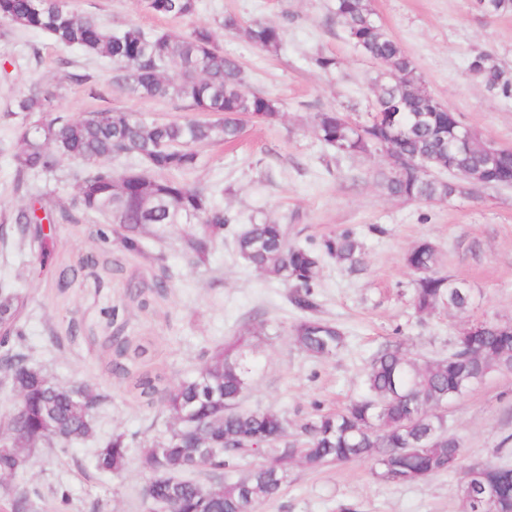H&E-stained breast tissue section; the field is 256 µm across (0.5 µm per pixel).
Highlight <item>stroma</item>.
Returning a JSON list of instances; mask_svg holds the SVG:
<instances>
[{
	"instance_id": "1",
	"label": "stroma",
	"mask_w": 512,
	"mask_h": 512,
	"mask_svg": "<svg viewBox=\"0 0 512 512\" xmlns=\"http://www.w3.org/2000/svg\"><path fill=\"white\" fill-rule=\"evenodd\" d=\"M332 0H198L193 16L178 20L148 12L141 0H70L72 8L98 18L109 29L135 24L148 31L182 33L197 26L216 30L225 55L242 66L247 90L280 103L273 125L250 121L232 144L199 146L200 186H223L219 200L238 225L267 219L285 225L290 243L307 245L344 228L363 245L353 270L324 260L317 290L321 315L347 337L335 357L315 359L291 335L301 314L288 288L247 266L232 237L218 242L206 266H194L182 243L192 228L180 224L162 237L143 239V254H129L97 236L102 220L45 226L41 244L0 248V287L25 296L21 317L30 364L63 386L79 383L102 393L91 437L67 450L42 445L15 480L32 494L35 512H145L142 449L176 422L161 403L136 396L132 382L144 371L164 375L168 386L194 376L225 345L246 340L252 367L241 400L247 410L270 409L288 421L289 437L314 409H339L363 392V368L389 342L411 357L446 354L467 321H512V187H481L447 202L410 201L386 194L377 182L388 161L380 151L348 156L320 142L315 113L339 111L361 121L385 82L384 69L364 57L330 19ZM377 19L416 67L424 88L483 140L512 146V100L490 92L468 76L467 63L483 49L512 71V14L484 15L476 0H373ZM241 21L265 19L283 31L278 52L267 53L244 35L220 33L224 15ZM38 62L25 64L29 48ZM336 60L321 70L316 57ZM91 74L89 83L73 81ZM106 62L64 48L45 35L0 22V225L32 198L57 208L75 192L73 164L56 175H36L23 193L13 190V123L7 100L40 83L54 92L56 111L76 115L104 109L142 113L158 121L184 120L195 112L177 100L132 99L111 82ZM433 242L442 273L464 281L473 304L467 316L441 308L418 318L411 306L415 276L405 256L418 242ZM68 288L60 271L86 256ZM167 279L165 292L154 283ZM119 308L129 342L116 356L109 313ZM123 372H116L115 364ZM447 425L462 441L461 467L501 461L512 436V373L495 371L447 408ZM132 438L129 462L118 475L96 470L94 453L114 435ZM459 473L410 484L378 480L369 460L310 470L293 465L288 482L258 512H461ZM65 486L68 504L53 490Z\"/></svg>"
}]
</instances>
